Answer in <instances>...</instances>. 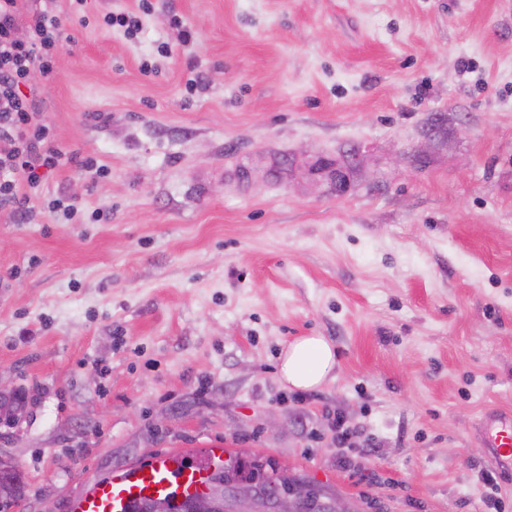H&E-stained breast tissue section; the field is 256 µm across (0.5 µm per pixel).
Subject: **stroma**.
<instances>
[{"mask_svg":"<svg viewBox=\"0 0 512 512\" xmlns=\"http://www.w3.org/2000/svg\"><path fill=\"white\" fill-rule=\"evenodd\" d=\"M51 6L44 118L97 165L46 177L30 223L0 209L7 512L214 444L355 512H496L477 424L512 414V0ZM62 194L84 219L47 212ZM303 336L336 355L308 391L278 375ZM103 22L109 27H118L128 37L135 36L142 28V19L134 12H108L103 17Z\"/></svg>","mask_w":512,"mask_h":512,"instance_id":"35a3bbf8","label":"stroma"}]
</instances>
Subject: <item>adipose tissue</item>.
<instances>
[{
    "instance_id": "ef3b65f1",
    "label": "adipose tissue",
    "mask_w": 512,
    "mask_h": 512,
    "mask_svg": "<svg viewBox=\"0 0 512 512\" xmlns=\"http://www.w3.org/2000/svg\"><path fill=\"white\" fill-rule=\"evenodd\" d=\"M335 365L336 357L330 343L321 336H306L283 351L279 377L294 388L310 390L320 386Z\"/></svg>"
}]
</instances>
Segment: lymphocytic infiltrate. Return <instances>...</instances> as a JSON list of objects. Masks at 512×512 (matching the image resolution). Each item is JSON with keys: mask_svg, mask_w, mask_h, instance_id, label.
<instances>
[{"mask_svg": "<svg viewBox=\"0 0 512 512\" xmlns=\"http://www.w3.org/2000/svg\"><path fill=\"white\" fill-rule=\"evenodd\" d=\"M41 0H0V208L26 218L27 188L59 168L65 154L43 119L36 75L50 74L60 16Z\"/></svg>", "mask_w": 512, "mask_h": 512, "instance_id": "1", "label": "lymphocytic infiltrate"}]
</instances>
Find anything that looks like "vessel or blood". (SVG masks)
Listing matches in <instances>:
<instances>
[{"label":"vessel or blood","mask_w":512,"mask_h":512,"mask_svg":"<svg viewBox=\"0 0 512 512\" xmlns=\"http://www.w3.org/2000/svg\"><path fill=\"white\" fill-rule=\"evenodd\" d=\"M482 432L495 466L512 468V419L488 418ZM187 456L184 449L167 450L113 473L74 500L71 512H128L146 498L190 495L204 485L208 469L187 463Z\"/></svg>","instance_id":"obj_1"}]
</instances>
